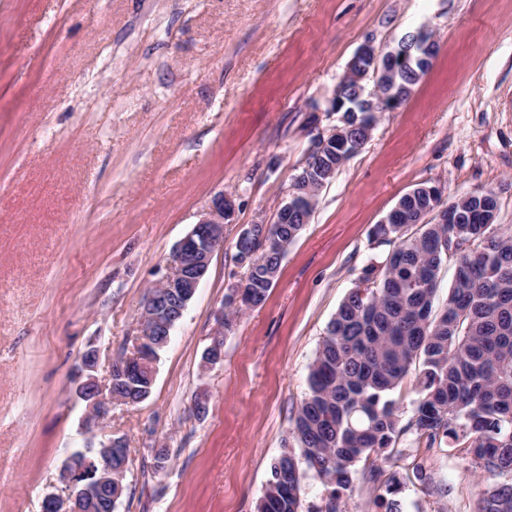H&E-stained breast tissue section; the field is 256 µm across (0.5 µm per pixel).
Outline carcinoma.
Here are the masks:
<instances>
[{
	"label": "carcinoma",
	"instance_id": "1",
	"mask_svg": "<svg viewBox=\"0 0 512 512\" xmlns=\"http://www.w3.org/2000/svg\"><path fill=\"white\" fill-rule=\"evenodd\" d=\"M411 60L395 76L394 89L414 87L427 73ZM344 118L352 145L362 146L373 117L355 112L357 93L344 89ZM340 158L313 152L300 177L314 182ZM422 183L401 197L397 224H377L372 237L394 247L368 265L326 327L307 378V391L294 417L296 448L285 449L271 466V478L257 512H301V479L313 473L329 489L324 505L309 512H342L361 462L388 458L402 438L431 448H463L486 472L512 477V228L482 222L498 210L496 197L468 194L452 200L460 220L442 223L440 204ZM317 194L288 195L296 212L286 224H255L259 254L248 266L245 293L262 305L278 279L281 261L315 209ZM454 264L447 304L434 306L443 267ZM112 364V394L137 404L151 388L150 371L130 373ZM412 380L418 398L402 421L394 393ZM127 448L112 456V492L99 496L95 512H114L123 496ZM377 484L385 512H400L396 477ZM479 512H512V480L485 486Z\"/></svg>",
	"mask_w": 512,
	"mask_h": 512
}]
</instances>
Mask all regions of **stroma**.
Masks as SVG:
<instances>
[{
	"label": "stroma",
	"instance_id": "stroma-1",
	"mask_svg": "<svg viewBox=\"0 0 512 512\" xmlns=\"http://www.w3.org/2000/svg\"><path fill=\"white\" fill-rule=\"evenodd\" d=\"M422 27L440 43L432 67L378 113L266 301L206 364L224 296L246 277L236 241L273 222L315 138L341 124L328 102L355 53ZM422 183L447 201L495 190L512 226V0H0V512H42L59 491L84 446L73 368L95 348L107 384L148 287L220 194L234 202L224 247L150 395L113 406L103 433L128 444L117 512H257L328 322L390 250L372 227ZM378 466L401 481L400 512H478L492 480L445 444Z\"/></svg>",
	"mask_w": 512,
	"mask_h": 512
}]
</instances>
